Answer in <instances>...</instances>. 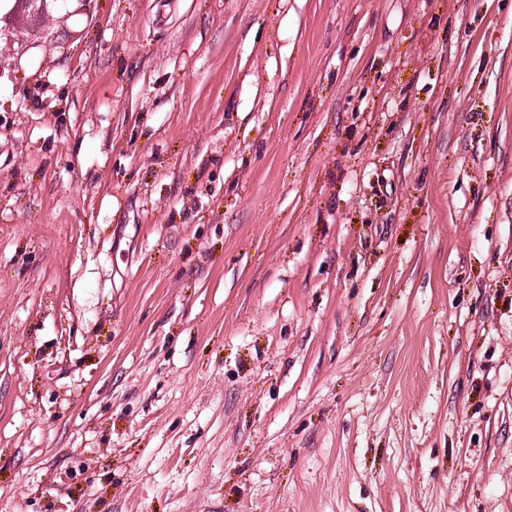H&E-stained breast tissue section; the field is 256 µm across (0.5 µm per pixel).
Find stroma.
I'll return each mask as SVG.
<instances>
[{
  "instance_id": "stroma-1",
  "label": "stroma",
  "mask_w": 512,
  "mask_h": 512,
  "mask_svg": "<svg viewBox=\"0 0 512 512\" xmlns=\"http://www.w3.org/2000/svg\"><path fill=\"white\" fill-rule=\"evenodd\" d=\"M0 0V512H512V0Z\"/></svg>"
}]
</instances>
